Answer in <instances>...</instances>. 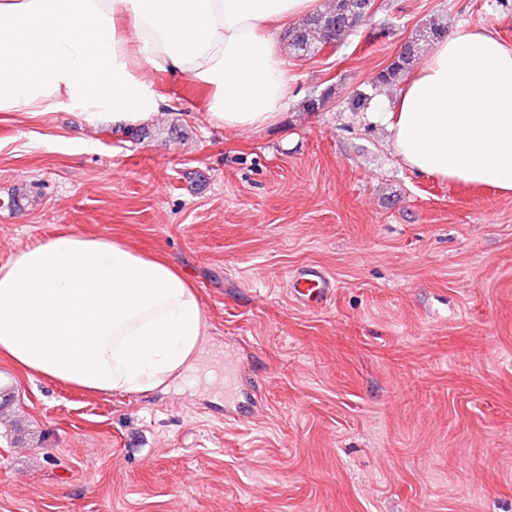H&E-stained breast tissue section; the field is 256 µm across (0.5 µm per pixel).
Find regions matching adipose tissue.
I'll list each match as a JSON object with an SVG mask.
<instances>
[{
  "mask_svg": "<svg viewBox=\"0 0 512 512\" xmlns=\"http://www.w3.org/2000/svg\"><path fill=\"white\" fill-rule=\"evenodd\" d=\"M319 0H0V112L51 104L142 125L173 101L159 78L207 91L227 129L273 126L290 96L271 24ZM379 112L412 172L512 194V43L459 25ZM208 325L170 262L109 236L55 234L0 265V354L89 392L166 385L202 353Z\"/></svg>",
  "mask_w": 512,
  "mask_h": 512,
  "instance_id": "1",
  "label": "adipose tissue"
}]
</instances>
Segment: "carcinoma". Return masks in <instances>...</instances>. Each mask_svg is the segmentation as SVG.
<instances>
[{
	"label": "carcinoma",
	"mask_w": 512,
	"mask_h": 512,
	"mask_svg": "<svg viewBox=\"0 0 512 512\" xmlns=\"http://www.w3.org/2000/svg\"><path fill=\"white\" fill-rule=\"evenodd\" d=\"M369 0H332L323 11L305 16L288 29V52L296 58H307L329 45H341L355 30L358 22L371 9ZM444 25L432 22L418 29L391 61L373 77V86L392 87L401 83L414 69L424 44L442 38Z\"/></svg>",
	"instance_id": "obj_1"
}]
</instances>
